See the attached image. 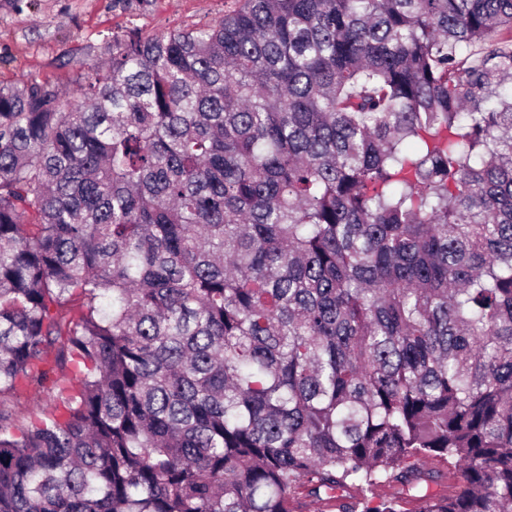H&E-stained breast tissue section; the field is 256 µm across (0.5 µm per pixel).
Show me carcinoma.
I'll return each mask as SVG.
<instances>
[{"instance_id": "carcinoma-1", "label": "carcinoma", "mask_w": 512, "mask_h": 512, "mask_svg": "<svg viewBox=\"0 0 512 512\" xmlns=\"http://www.w3.org/2000/svg\"><path fill=\"white\" fill-rule=\"evenodd\" d=\"M510 77L512 0H244L0 85V512H512ZM50 405L48 395L33 387L22 388L15 397V406L22 417H36Z\"/></svg>"}]
</instances>
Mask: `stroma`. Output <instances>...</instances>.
<instances>
[{
    "label": "stroma",
    "instance_id": "1",
    "mask_svg": "<svg viewBox=\"0 0 512 512\" xmlns=\"http://www.w3.org/2000/svg\"><path fill=\"white\" fill-rule=\"evenodd\" d=\"M234 0H0V85L37 81L71 91L112 41L211 24Z\"/></svg>",
    "mask_w": 512,
    "mask_h": 512
}]
</instances>
